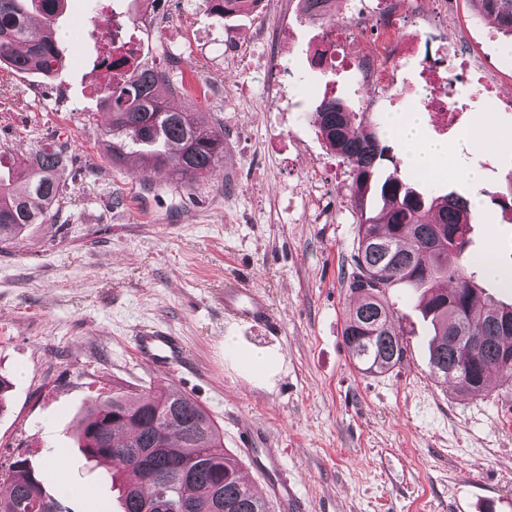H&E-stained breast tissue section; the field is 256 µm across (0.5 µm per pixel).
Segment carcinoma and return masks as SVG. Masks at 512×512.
Returning <instances> with one entry per match:
<instances>
[{
	"mask_svg": "<svg viewBox=\"0 0 512 512\" xmlns=\"http://www.w3.org/2000/svg\"><path fill=\"white\" fill-rule=\"evenodd\" d=\"M38 7L41 25L30 24L26 2ZM225 14L254 0H205ZM480 17L512 38V0H470ZM62 0H0V64L17 71H56L61 48L58 20ZM166 72L143 60L102 98L111 113L106 147L113 162L130 149L148 169L193 180L216 168L224 136L208 131L195 113L173 111L165 93ZM320 131L352 174L351 198L360 213L357 251L348 289L356 297L344 340L352 359L368 373H385L406 357V333L393 318L389 288L406 283L423 289L421 310L434 335L429 343L431 372L454 381L466 398L493 372L512 380V325L496 331L494 317H512V303L481 301L480 269L468 252L472 224L469 200L450 192L431 195L399 178L374 182L388 146L367 119L336 101H323L315 113ZM62 152L40 149L8 178L0 176V244L16 243L31 224L42 223L65 195ZM382 200L373 208L374 195ZM448 282V287L440 283ZM466 331L494 337L468 353L451 340ZM81 449L90 461L105 459L112 475L124 478L122 512H272L239 476V463L226 453L220 431L193 398L172 388L149 393L112 388L77 421ZM0 484V512H60L43 480L25 459L9 465Z\"/></svg>",
	"mask_w": 512,
	"mask_h": 512,
	"instance_id": "obj_1",
	"label": "carcinoma"
}]
</instances>
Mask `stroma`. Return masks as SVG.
Returning <instances> with one entry per match:
<instances>
[{"label":"stroma","instance_id":"stroma-1","mask_svg":"<svg viewBox=\"0 0 512 512\" xmlns=\"http://www.w3.org/2000/svg\"><path fill=\"white\" fill-rule=\"evenodd\" d=\"M437 0H420L403 19L423 40L456 41L489 65L512 71L503 36L477 18L470 0H450L464 20H438ZM126 22L144 59L160 64L169 105L202 113L224 135L213 173L178 180L135 175L112 163L100 101L112 80L94 63L113 17ZM323 23L300 0H265L260 12L219 18L204 0H66L59 19L64 62L52 77L0 68V161L13 166L36 150L64 148V203L44 223L0 245V375L11 383L0 412V482L28 459L63 512H121L105 466L89 462L74 431L89 405L124 386H174L205 407L236 452L247 420L283 450L308 512H512V381L458 398L430 372V327L420 291L394 286V318L409 333L402 365L361 370L343 340L354 303L345 282L359 217L349 168L323 139L315 112L332 96L367 112L389 145L381 177L419 191L472 197L464 170L480 169L482 198L470 248L512 270V112L496 110L448 70L462 106L447 128L428 104L420 57L395 61L394 90L361 85L354 71L310 63ZM278 44L263 69L238 60L239 45ZM419 112L421 135L447 143L442 172L419 178L410 147L390 117ZM261 292L281 319L273 336L224 318V281ZM146 326L181 336L189 360L173 374L133 351ZM264 356L267 367L247 358ZM64 464H51L53 453ZM69 492H61L62 483Z\"/></svg>","mask_w":512,"mask_h":512}]
</instances>
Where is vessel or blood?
I'll return each instance as SVG.
<instances>
[{
  "mask_svg": "<svg viewBox=\"0 0 512 512\" xmlns=\"http://www.w3.org/2000/svg\"><path fill=\"white\" fill-rule=\"evenodd\" d=\"M224 311L234 320L260 326L272 334L280 329V322L265 297L236 281L224 285ZM134 350L139 359L161 372L175 371L187 361L183 341L153 326L139 331ZM238 435L240 453L249 461L251 471L260 476L257 496L273 500L280 512H307L295 483L288 476L281 450L272 447L265 435L250 423H241Z\"/></svg>",
  "mask_w": 512,
  "mask_h": 512,
  "instance_id": "b4317fda",
  "label": "vessel or blood"
}]
</instances>
